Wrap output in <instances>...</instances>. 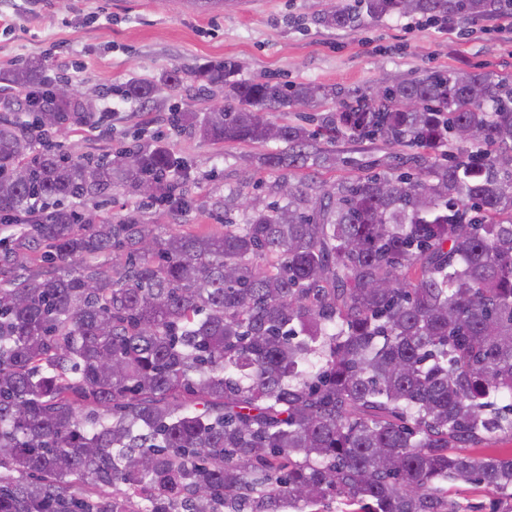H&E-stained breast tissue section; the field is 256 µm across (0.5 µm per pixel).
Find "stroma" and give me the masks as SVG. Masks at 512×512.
Masks as SVG:
<instances>
[{"instance_id":"obj_1","label":"stroma","mask_w":512,"mask_h":512,"mask_svg":"<svg viewBox=\"0 0 512 512\" xmlns=\"http://www.w3.org/2000/svg\"><path fill=\"white\" fill-rule=\"evenodd\" d=\"M213 18L188 17L176 0H0V64L41 61L47 74L72 84L91 99L96 112L117 107L103 123L71 128L67 135L47 134L50 143L91 157H113L132 144H161L188 157L192 169L181 189L190 204L182 219H172L151 199L125 187L84 201L82 212L137 215L157 232L214 233L224 230L222 201L240 189L257 207L275 198L277 176L261 170L260 156L281 144H212L188 128L174 127L177 112H203L223 100L221 89L191 77L203 63L235 61L239 76H271L291 83H314L357 94L377 81L394 83L433 71L482 67L512 72V40L490 33L491 19L453 20L444 25L420 17H391L379 23L358 22L347 28L321 24L329 0H256L253 12H242L241 0H223ZM179 71L178 85L165 82ZM149 78L158 90L151 102L124 100L122 86ZM313 149L336 154L338 165L314 171L326 185L354 179L394 164L403 147L358 136L317 140ZM459 512H512V498L489 487L454 484L448 494Z\"/></svg>"}]
</instances>
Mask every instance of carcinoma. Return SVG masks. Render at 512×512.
<instances>
[{
	"label": "carcinoma",
	"mask_w": 512,
	"mask_h": 512,
	"mask_svg": "<svg viewBox=\"0 0 512 512\" xmlns=\"http://www.w3.org/2000/svg\"><path fill=\"white\" fill-rule=\"evenodd\" d=\"M410 14L507 18L512 0H338L320 22ZM0 75L48 86L38 61ZM237 75L201 68L227 104L175 118L213 144H284L261 158L279 199L230 192L242 219L220 235L77 215L73 200L149 183L178 219L169 176L190 168L160 145L95 161L38 143L96 122L80 99L35 94L31 132L0 122V224L25 221L0 259L82 261L0 287V512H457L450 482L512 490V457L458 451L512 437V74H428L352 103ZM328 97L341 106L313 130L266 118ZM344 130L456 151L413 158L414 175L288 182L336 164L309 147Z\"/></svg>",
	"instance_id": "obj_1"
}]
</instances>
